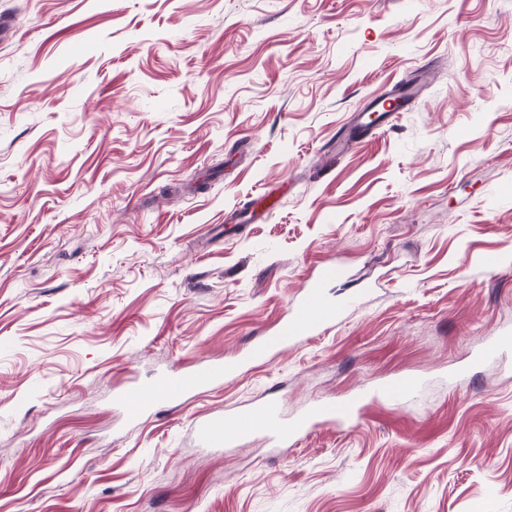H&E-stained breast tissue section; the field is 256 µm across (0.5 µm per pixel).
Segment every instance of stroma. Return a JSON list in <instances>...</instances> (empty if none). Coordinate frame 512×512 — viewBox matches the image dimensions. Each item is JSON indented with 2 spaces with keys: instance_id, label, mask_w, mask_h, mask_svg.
Masks as SVG:
<instances>
[{
  "instance_id": "stroma-1",
  "label": "stroma",
  "mask_w": 512,
  "mask_h": 512,
  "mask_svg": "<svg viewBox=\"0 0 512 512\" xmlns=\"http://www.w3.org/2000/svg\"><path fill=\"white\" fill-rule=\"evenodd\" d=\"M0 512H512V0H0ZM393 126L334 149L419 68ZM255 219L228 231L233 210ZM325 335L190 405L113 397L244 357L322 264ZM424 377L291 446L190 426ZM508 355H512V336L507 333L495 336L491 347L485 351L473 354L469 362L460 367L459 372L465 374L471 366L481 364L491 358ZM419 387L413 378L392 379L385 381L379 387L380 393L386 401L400 404L413 395Z\"/></svg>"
}]
</instances>
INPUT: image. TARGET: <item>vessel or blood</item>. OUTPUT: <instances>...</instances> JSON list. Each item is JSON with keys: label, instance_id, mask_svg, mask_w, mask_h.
Segmentation results:
<instances>
[{"label": "vessel or blood", "instance_id": "b4317fda", "mask_svg": "<svg viewBox=\"0 0 512 512\" xmlns=\"http://www.w3.org/2000/svg\"><path fill=\"white\" fill-rule=\"evenodd\" d=\"M407 95L402 88L379 95L369 112H358L352 120L345 140L360 144L366 135L387 124L403 110ZM340 263L321 265L310 278L299 300L284 316L273 332L258 336L252 342L246 360L227 359L221 362L201 360L185 369L171 370L153 377L148 383H137L122 393L120 402L131 418L166 404L186 405L204 389L239 374L243 363L267 362L289 346H295L334 328L349 307L350 298L330 297L325 287L344 279ZM512 355V335L496 336L489 349L471 356L470 365L489 359ZM419 387L412 378L385 381L379 390L386 401L399 404ZM364 397L357 394L336 402L316 403L293 418H286L279 399L270 398L252 403L233 413L210 412L199 416L193 424L198 444L205 448L237 445L257 436H264L285 445L298 441L317 427L346 428L356 424L363 409Z\"/></svg>", "mask_w": 512, "mask_h": 512}]
</instances>
